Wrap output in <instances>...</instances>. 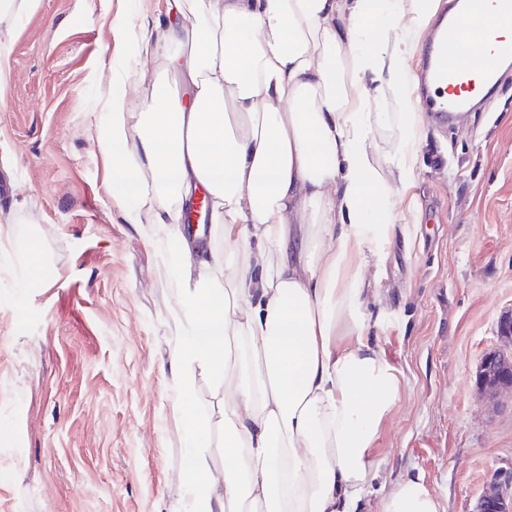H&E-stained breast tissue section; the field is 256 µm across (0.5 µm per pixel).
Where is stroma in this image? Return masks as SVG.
Returning <instances> with one entry per match:
<instances>
[{
	"label": "stroma",
	"instance_id": "obj_1",
	"mask_svg": "<svg viewBox=\"0 0 512 512\" xmlns=\"http://www.w3.org/2000/svg\"><path fill=\"white\" fill-rule=\"evenodd\" d=\"M168 0H20L0 20V512H181L190 448L169 370L179 343L166 232L125 223L96 144L105 98L142 111L188 100L164 56L119 30L168 26ZM404 220L369 261L385 320L371 330L400 379L374 450L382 481L421 475L443 512H473L512 468V396L477 388L512 309V71L445 125L427 119ZM210 467L224 404L197 373Z\"/></svg>",
	"mask_w": 512,
	"mask_h": 512
}]
</instances>
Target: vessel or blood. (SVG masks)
Masks as SVG:
<instances>
[{
  "mask_svg": "<svg viewBox=\"0 0 512 512\" xmlns=\"http://www.w3.org/2000/svg\"><path fill=\"white\" fill-rule=\"evenodd\" d=\"M481 17L511 24L512 0H453L422 49L419 93L439 120L467 111L497 85L503 67L512 66V36L504 35L480 45L484 63L471 65L461 32Z\"/></svg>",
  "mask_w": 512,
  "mask_h": 512,
  "instance_id": "obj_1",
  "label": "vessel or blood"
}]
</instances>
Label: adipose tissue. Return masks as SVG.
<instances>
[{
  "mask_svg": "<svg viewBox=\"0 0 512 512\" xmlns=\"http://www.w3.org/2000/svg\"><path fill=\"white\" fill-rule=\"evenodd\" d=\"M181 22L141 30L171 48L187 105L156 93L144 111L105 100L98 139L125 221L175 223L197 188L234 262L215 271L185 235L173 356L183 431L197 450L185 512H359L376 480L379 431L400 381L370 334L367 258H382L415 177L423 117L408 66L435 0H173ZM392 100L389 149L374 132ZM246 339V372L231 353ZM224 387V469L201 454L208 419L191 374ZM379 512H440L417 476L383 491Z\"/></svg>",
  "mask_w": 512,
  "mask_h": 512,
  "instance_id": "obj_1",
  "label": "adipose tissue"
}]
</instances>
